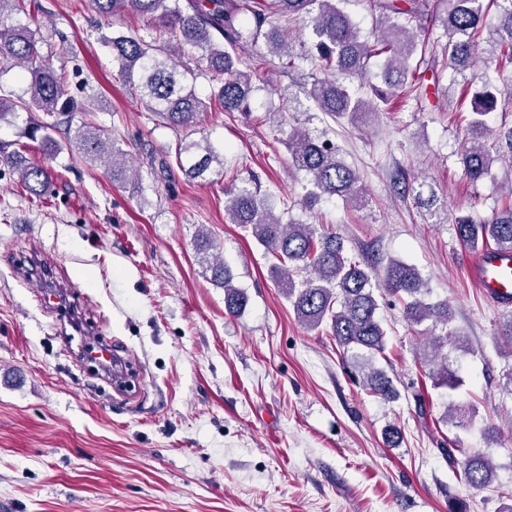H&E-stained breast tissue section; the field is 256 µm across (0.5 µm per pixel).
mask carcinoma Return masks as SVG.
Returning <instances> with one entry per match:
<instances>
[{"label": "carcinoma", "mask_w": 512, "mask_h": 512, "mask_svg": "<svg viewBox=\"0 0 512 512\" xmlns=\"http://www.w3.org/2000/svg\"><path fill=\"white\" fill-rule=\"evenodd\" d=\"M351 0H90L92 9L103 18L114 19L129 13L152 19L163 36L146 40L119 34L104 38L112 63L122 80L129 84L147 111L175 131L186 132L197 125L202 113L212 106L225 112H247L255 90L250 72L239 68L237 47L259 37L266 39L269 51L286 59L283 68H296L301 62L311 65L303 93L314 109L336 120H359L383 111L390 103L389 93L406 89L423 92L424 74L434 68L436 58L427 56L421 33L430 22L443 28L447 43L444 55L455 72L470 68L478 55L501 58L512 63V0H368L376 13L373 38L361 35L358 24L344 9ZM34 0H0V66L17 68L26 82L23 95H0V123L15 124L26 113L23 134L53 158L64 149L55 134L73 132L70 140L86 160L103 165L112 181L142 179L115 144L108 130L92 121L73 126L78 108L64 98L68 73L56 68L43 53L44 35L35 26ZM495 9V22L488 21ZM25 16V20L18 16ZM303 21L311 28L313 41L295 49L290 36L280 30V20ZM488 37H483V33ZM489 48H480L481 42ZM195 55V68L180 64L181 56ZM382 60L384 88L363 96L342 80L358 78L372 61ZM210 75L216 82L213 93L202 99L193 82L199 75ZM499 87L491 80L474 95L461 161L470 179L482 180L495 160L512 162V125L493 129L488 116L496 111ZM40 112L37 119L33 113ZM291 165L305 177L303 201L311 207L322 198L339 197L352 207L365 202L360 176L340 157L336 145L304 127L288 134ZM177 164L189 178H204L224 169V151L208 138H181L176 147ZM0 163L11 167L26 191L35 197L45 195L52 183L48 170L27 164L20 151L0 141ZM419 208L432 224L440 223V200L433 193L413 190ZM232 224L249 230L267 253L278 261L273 272L276 284L292 302L298 320L311 330L330 325L336 342L348 351L369 355L384 352L385 331L377 315L378 299L372 283L377 272L364 262L346 255L342 238L334 232L320 233L311 224L282 222L274 214L268 195H259L248 182L234 186L225 207ZM457 237L477 248L492 243L512 250V204L490 221L471 214L455 221ZM208 233L196 238L200 262L211 273V280L224 287L225 309L234 315L246 307V296L232 282L229 267L211 253ZM308 272L309 278L296 284L293 273ZM383 291L403 302V318L409 325L425 321L450 323L448 301L430 302L429 289L418 270L391 258L382 267ZM462 347L456 330L444 336L422 337L418 360L428 366L434 384L456 389L461 381L448 367L445 344ZM368 372L363 384L385 400L397 396L387 373L366 360ZM472 409L451 403L445 415L448 424L464 428L472 422ZM463 475L467 484L481 489L495 478L491 461L481 453L466 457Z\"/></svg>", "instance_id": "carcinoma-1"}]
</instances>
